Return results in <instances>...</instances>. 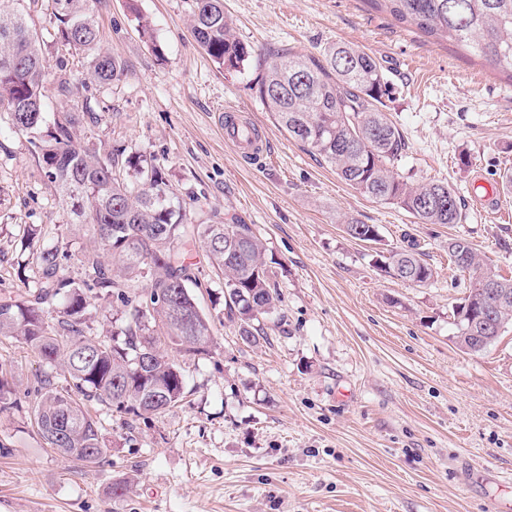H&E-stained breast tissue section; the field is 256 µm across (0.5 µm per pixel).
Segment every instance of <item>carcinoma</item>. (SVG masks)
<instances>
[{"mask_svg":"<svg viewBox=\"0 0 512 512\" xmlns=\"http://www.w3.org/2000/svg\"><path fill=\"white\" fill-rule=\"evenodd\" d=\"M64 45L84 52L87 75L105 88L123 74L116 57L97 45L90 0H43ZM386 7L401 23L450 44L462 46L512 76V0H369ZM193 37L219 66L240 68L248 51L224 15V0H191ZM47 72L41 42L25 14L0 9V110L6 126L27 136L48 182L73 215L86 239L78 261L82 278L66 272L56 247L34 249L39 277L20 297L0 298V336L31 348L48 364L60 366L64 383L39 379L32 413L47 447L87 465L110 452L100 422L88 403L107 405L141 417L181 402L184 369L173 353L208 352L212 330L198 306L199 286L190 248L200 247L224 284L226 319L240 338L252 343L265 334L263 319L281 302L273 261L249 224L192 219L166 168L142 149L117 148L100 154L97 143L78 136L77 119L44 109ZM387 81L378 62L360 46L336 42L319 57L272 51L264 58L260 99L279 125L360 194L396 206L422 224H458L462 208L442 182L410 184L396 167L407 142L382 110ZM349 236L379 241L375 225L346 221ZM452 262L470 287L453 307L456 341L480 353L470 341V308L488 311L503 329L512 324V278L483 264L464 237L448 240ZM387 268L395 278L417 286L434 270L415 245L389 251ZM121 302L112 341L96 340L84 329L91 301ZM54 308L57 316H47Z\"/></svg>","mask_w":512,"mask_h":512,"instance_id":"1","label":"carcinoma"}]
</instances>
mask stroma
Here are the masks:
<instances>
[{"instance_id": "obj_1", "label": "stroma", "mask_w": 512, "mask_h": 512, "mask_svg": "<svg viewBox=\"0 0 512 512\" xmlns=\"http://www.w3.org/2000/svg\"><path fill=\"white\" fill-rule=\"evenodd\" d=\"M42 31L48 112L61 99L103 146L147 148L196 217L251 225L276 261L282 302L267 338L243 342L225 317L224 287L203 252L196 295L213 325L208 354L183 356L186 396L169 411L134 418L95 405L111 452L87 466L46 448L31 418L39 355L0 336V369L16 405L0 413V512H492L512 502V327L485 352L459 348L453 305L470 285L448 257L467 238L512 276V78L465 50L399 23L367 0H224L252 57L241 71L195 42L189 0H94L101 45L124 66L102 89L84 54L57 45L38 0H24ZM145 17L162 46L137 31ZM356 44L388 80L384 110L408 151L398 174L449 185L457 224H421L357 193L288 138L257 88L262 55H321ZM245 108L270 150L240 157L224 140L225 102ZM377 225L380 242L345 231L344 217ZM44 178L26 136L0 132V297L36 280L19 271L30 228L69 252L80 278L78 229ZM416 242L435 270L416 286L393 278L388 249ZM132 490L113 500L112 484Z\"/></svg>"}]
</instances>
